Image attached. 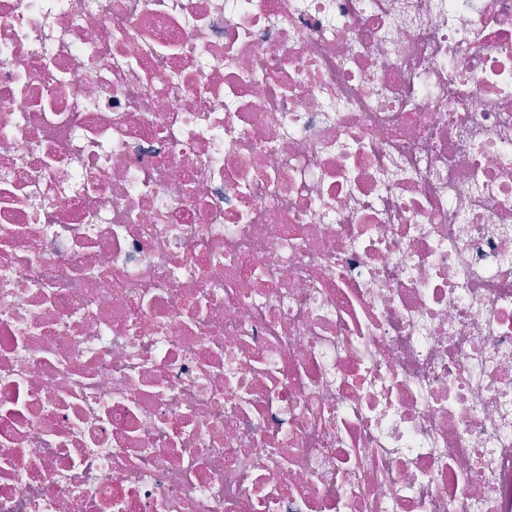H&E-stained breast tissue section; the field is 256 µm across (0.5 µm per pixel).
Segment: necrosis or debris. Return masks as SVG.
I'll use <instances>...</instances> for the list:
<instances>
[{"label": "necrosis or debris", "instance_id": "1", "mask_svg": "<svg viewBox=\"0 0 512 512\" xmlns=\"http://www.w3.org/2000/svg\"><path fill=\"white\" fill-rule=\"evenodd\" d=\"M0 512H512V0H0Z\"/></svg>", "mask_w": 512, "mask_h": 512}]
</instances>
